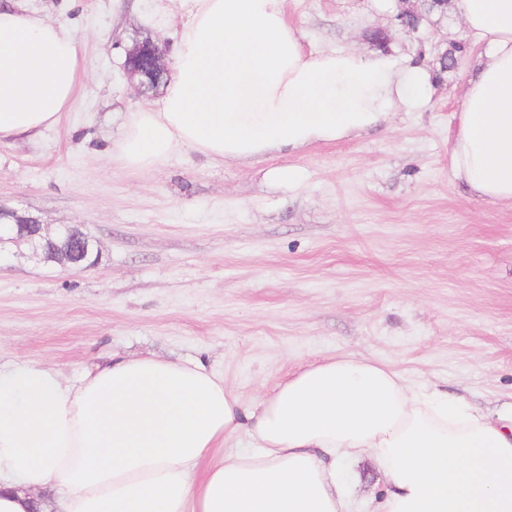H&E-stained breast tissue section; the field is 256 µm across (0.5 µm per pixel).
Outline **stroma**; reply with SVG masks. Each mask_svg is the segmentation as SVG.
<instances>
[{
    "label": "stroma",
    "instance_id": "35a3bbf8",
    "mask_svg": "<svg viewBox=\"0 0 512 512\" xmlns=\"http://www.w3.org/2000/svg\"><path fill=\"white\" fill-rule=\"evenodd\" d=\"M62 24L84 78L59 122L0 142V204L80 225L95 262L72 270L9 245L0 260V365L75 378L100 358L201 359L241 401L329 356L394 365L495 412L512 407V207L450 176L453 114L475 50L432 81L426 104L379 128L250 163L183 148L149 170L115 149L131 113L157 106L124 70L147 37L177 47L191 0H0ZM305 45L393 61L460 40L455 12L419 37L394 0H286Z\"/></svg>",
    "mask_w": 512,
    "mask_h": 512
}]
</instances>
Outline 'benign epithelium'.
Returning <instances> with one entry per match:
<instances>
[{
    "label": "benign epithelium",
    "instance_id": "benign-epithelium-1",
    "mask_svg": "<svg viewBox=\"0 0 512 512\" xmlns=\"http://www.w3.org/2000/svg\"><path fill=\"white\" fill-rule=\"evenodd\" d=\"M436 4L441 11L448 8V0H397L398 12H409L427 22L432 11L430 5ZM166 45L152 38L134 42L126 50L125 70L129 79H138L137 89L146 94L154 90L147 71L165 74ZM147 60L149 70L142 69L137 62ZM6 243L24 244L47 262L61 263L73 268H82L90 261L93 243L87 234L77 231L69 225L59 226L55 232L48 233L44 225L33 217L21 216L16 211L0 206V245Z\"/></svg>",
    "mask_w": 512,
    "mask_h": 512
}]
</instances>
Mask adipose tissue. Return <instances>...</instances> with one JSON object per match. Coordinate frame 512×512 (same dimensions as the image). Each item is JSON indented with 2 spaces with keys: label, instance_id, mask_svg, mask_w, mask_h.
<instances>
[{
  "label": "adipose tissue",
  "instance_id": "adipose-tissue-1",
  "mask_svg": "<svg viewBox=\"0 0 512 512\" xmlns=\"http://www.w3.org/2000/svg\"><path fill=\"white\" fill-rule=\"evenodd\" d=\"M192 2L159 108L117 146L128 170L183 148L224 161L332 142L417 106L432 79L421 58L305 49L285 0ZM456 10L479 69L451 176L512 205V0ZM82 62L63 26L0 8V141L56 125ZM364 455L385 477L377 512H512V409L487 414L377 360L322 359L250 404L200 360L114 356L73 380L0 369V512H358L344 465Z\"/></svg>",
  "mask_w": 512,
  "mask_h": 512
}]
</instances>
